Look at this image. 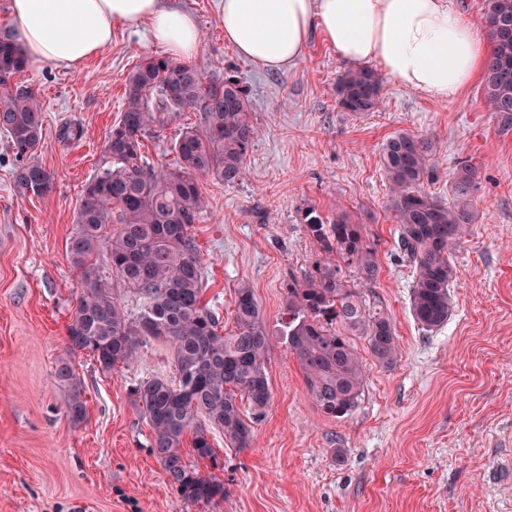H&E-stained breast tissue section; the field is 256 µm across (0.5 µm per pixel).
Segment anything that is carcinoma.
I'll return each mask as SVG.
<instances>
[{"label":"carcinoma","instance_id":"1","mask_svg":"<svg viewBox=\"0 0 512 512\" xmlns=\"http://www.w3.org/2000/svg\"><path fill=\"white\" fill-rule=\"evenodd\" d=\"M484 23L490 41L485 103L499 129L508 133L512 0H487ZM29 66L18 46L0 39V133L10 139L16 161L14 188L21 197H43L54 190L53 175L36 157L43 110L29 87L12 84ZM383 83L373 67L348 70L336 85L338 104L346 112H373ZM191 108L202 112V126L179 133L172 148L174 166L152 165L142 151L147 134L180 124ZM257 134L248 92L238 77L208 80L197 63L145 58L126 79L121 117L108 135L101 166L84 187L67 242L71 262L80 271L66 332L68 353L87 351L110 371L134 361L147 337L174 345L178 381L144 378L131 391L150 426L152 455L180 497L191 503L216 505L225 493L216 474L184 460L190 435L193 455L217 467L199 419L220 427L236 447L248 448L252 423L271 402L269 337L252 288L243 284L237 289L235 329L220 333L219 316L202 302L204 271L193 233L206 212L199 178L239 181ZM432 154L428 139L407 132L392 136L383 147L389 208L399 227V247L414 269L411 311L426 330L444 326L451 314L456 278L451 251L475 221L469 198L479 175L475 165L461 162L454 172L456 202L448 206L424 189ZM301 221L327 258L302 279L288 281L283 335L318 410L344 418L362 401L365 371L350 338L336 333L334 325L364 336L383 367L393 365L399 347L390 319L369 312L358 289L348 287L339 264L346 260L365 282L377 279L380 262L362 226L340 207L325 214L311 206ZM119 287L133 294L137 312L121 303ZM57 378L69 388V416L82 420V383L68 359L60 360Z\"/></svg>","mask_w":512,"mask_h":512}]
</instances>
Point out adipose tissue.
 I'll use <instances>...</instances> for the list:
<instances>
[{"label": "adipose tissue", "mask_w": 512, "mask_h": 512, "mask_svg": "<svg viewBox=\"0 0 512 512\" xmlns=\"http://www.w3.org/2000/svg\"><path fill=\"white\" fill-rule=\"evenodd\" d=\"M5 38L35 63L80 70L122 25L145 24L173 60L197 58L194 17L164 0H9ZM224 41L260 69L285 70L320 31L341 61L377 63L410 90L445 101L483 70L487 50L448 0H219Z\"/></svg>", "instance_id": "ef3b65f1"}]
</instances>
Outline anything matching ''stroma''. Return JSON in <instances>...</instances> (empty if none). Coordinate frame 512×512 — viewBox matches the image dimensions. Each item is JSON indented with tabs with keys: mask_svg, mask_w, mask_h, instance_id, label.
Segmentation results:
<instances>
[{
	"mask_svg": "<svg viewBox=\"0 0 512 512\" xmlns=\"http://www.w3.org/2000/svg\"><path fill=\"white\" fill-rule=\"evenodd\" d=\"M175 3L197 20L208 76L230 73L246 86L259 130L240 181L200 177L207 209L194 234L203 301L225 330L236 289L253 290L271 335L270 406L248 448L208 426L217 460L199 468L214 470L225 494L215 507L190 504L152 455L131 395L135 380L176 378L173 345L145 339L134 362L109 372L89 354L65 353L80 277L67 252L76 209L121 116L129 72L162 53L142 28L122 27L80 71L36 63L17 78L44 110L37 156L54 177L50 195L16 194L14 155L0 135V512H512V132L488 112L482 80L438 101L388 79L378 109L346 112L336 80L347 65L321 34L295 67L261 71L225 44L217 0ZM67 124L80 139H60ZM399 132L432 142L424 186L445 203L458 162L479 169L475 222L453 251V311L432 331L412 316L413 270L389 211L382 148ZM311 206L344 207L374 243L376 282L360 286L354 266L343 270L392 319L401 349L386 368L353 337L364 393L337 420L317 410L282 334L289 278L321 257L300 222ZM65 356L84 390L78 422L56 376Z\"/></svg>",
	"mask_w": 512,
	"mask_h": 512,
	"instance_id": "stroma-1",
	"label": "stroma"
}]
</instances>
